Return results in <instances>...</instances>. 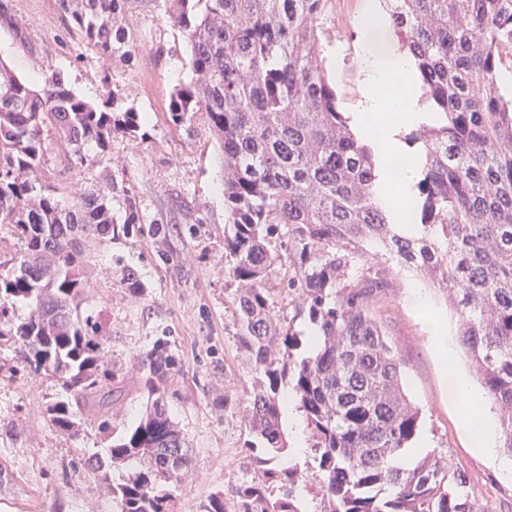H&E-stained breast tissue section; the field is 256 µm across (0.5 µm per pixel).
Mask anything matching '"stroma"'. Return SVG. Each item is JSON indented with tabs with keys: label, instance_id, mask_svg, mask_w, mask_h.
Listing matches in <instances>:
<instances>
[{
	"label": "stroma",
	"instance_id": "1",
	"mask_svg": "<svg viewBox=\"0 0 512 512\" xmlns=\"http://www.w3.org/2000/svg\"><path fill=\"white\" fill-rule=\"evenodd\" d=\"M13 26L0 27V62L33 86L61 74L79 97L99 100L105 83L119 88L146 119V137L116 139L112 157L87 151L78 165L66 146L50 140L44 179L69 199L72 187L89 175L116 182L121 196L133 199L146 224L159 225L134 239L117 238L93 252V276L86 305L100 324L114 367L128 380L113 393L110 432L84 416L77 436L55 432L48 404L63 398L52 378L36 374L13 341H0V462L10 477L0 481V512H112V496L89 456L107 457L113 435L135 424L147 397L138 387L137 357L160 338L168 339L179 360L167 386V405L191 448L192 462L175 488V512H202L213 495L234 505V491L253 479L254 453L241 410L224 408L225 397L245 400L254 380L250 357L236 339L237 321L227 302L224 268V168L222 150L204 114L174 125L168 114L174 86L189 84L190 46L185 33L163 10L136 7L126 25L137 39L130 62L103 64L73 29L60 0H1ZM380 0H328L321 18V50L326 74L335 85L343 112H353L362 92L358 17ZM138 269L144 288L131 296L116 274ZM387 286L369 301L373 316L404 362L406 392L419 408L420 433L428 447L447 456L468 474L480 512H512V479L499 462L476 452L459 425L461 413L453 376L480 378L459 341H452V365H445L430 335L428 313L456 330L451 298L421 272L387 263ZM429 297L428 310L411 302L412 285ZM311 446L287 455L286 465L302 472L297 494L304 512H319L321 494L310 465Z\"/></svg>",
	"mask_w": 512,
	"mask_h": 512
}]
</instances>
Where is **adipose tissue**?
<instances>
[{
	"label": "adipose tissue",
	"mask_w": 512,
	"mask_h": 512,
	"mask_svg": "<svg viewBox=\"0 0 512 512\" xmlns=\"http://www.w3.org/2000/svg\"><path fill=\"white\" fill-rule=\"evenodd\" d=\"M357 25L364 39V81L353 122L361 136H376L384 156L382 179L394 181L398 194L408 197L413 193L417 167L398 134L428 118L417 104L414 59L393 46L376 44V34L388 27L377 9L365 10Z\"/></svg>",
	"instance_id": "ef3b65f1"
}]
</instances>
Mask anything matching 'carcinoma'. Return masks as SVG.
Here are the masks:
<instances>
[{"mask_svg": "<svg viewBox=\"0 0 512 512\" xmlns=\"http://www.w3.org/2000/svg\"><path fill=\"white\" fill-rule=\"evenodd\" d=\"M130 0H61L71 24L104 63L129 58ZM179 21L195 81L173 89L169 115L187 124L202 112L224 153V267L240 347L255 380L244 406L260 477L235 490V512H302L298 468L280 464L287 393L299 401L323 488L320 512H478L477 493L458 466L432 452L404 463L421 418L403 384V361L369 311L386 285L381 260L419 270L448 292L459 341L488 397L500 408V448L512 458V100L496 78L512 63V0H383L416 61L432 119L408 142L417 180L408 232L383 200L378 147L360 139L325 75L318 22L327 0H144ZM144 118L105 84L101 101L77 96L61 76L40 87L0 63V224L20 249L0 261V296L35 300L0 337L21 343L39 373L66 398L47 406L52 428L74 435L82 410L98 409L124 386L84 306L89 242L144 232L131 199L117 216V185L74 191L67 205L29 174L45 164L53 135L77 163L93 146L105 157L119 137L143 132ZM288 252L287 290L316 326L301 351L293 321L276 313L267 283ZM368 276L351 281L356 261ZM120 282L138 296V270ZM178 359L158 339L139 355L148 400L139 421L108 448V469L133 465L111 485L118 512H172L173 487L191 464L165 391Z\"/></svg>", "mask_w": 512, "mask_h": 512, "instance_id": "1", "label": "carcinoma"}]
</instances>
